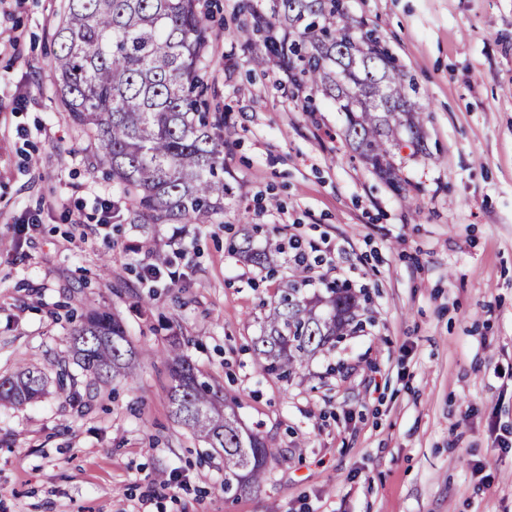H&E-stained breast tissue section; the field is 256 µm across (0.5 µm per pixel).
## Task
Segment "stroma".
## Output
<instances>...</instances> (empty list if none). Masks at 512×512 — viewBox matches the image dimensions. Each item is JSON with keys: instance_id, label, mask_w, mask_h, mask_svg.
Wrapping results in <instances>:
<instances>
[{"instance_id": "1", "label": "stroma", "mask_w": 512, "mask_h": 512, "mask_svg": "<svg viewBox=\"0 0 512 512\" xmlns=\"http://www.w3.org/2000/svg\"><path fill=\"white\" fill-rule=\"evenodd\" d=\"M237 2L208 0L224 215L152 225L151 256L126 209L101 227L124 192L50 79L65 0H0V376L47 378L0 405V512H512V0H347L416 87L426 150H394L402 196L332 99L305 111L286 73L253 67ZM249 225L299 241L311 289L370 294L362 330L287 380L252 340L295 257L268 272L229 252ZM92 305L123 320L138 374L58 390L70 315ZM173 336L272 453L234 500L145 355Z\"/></svg>"}]
</instances>
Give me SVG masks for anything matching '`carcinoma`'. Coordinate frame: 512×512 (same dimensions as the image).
Listing matches in <instances>:
<instances>
[{"instance_id": "obj_1", "label": "carcinoma", "mask_w": 512, "mask_h": 512, "mask_svg": "<svg viewBox=\"0 0 512 512\" xmlns=\"http://www.w3.org/2000/svg\"><path fill=\"white\" fill-rule=\"evenodd\" d=\"M55 26L52 79L73 121L91 128L99 161L134 199L133 224H206L224 215V116L209 112L202 70L213 29L200 0H66ZM239 0L240 32L258 68L291 74L292 93H320L339 104L342 135L381 178L402 190L392 150L423 143L421 112L406 75L379 35L348 21L345 0ZM268 238L237 252L265 268L282 253ZM301 266L266 304L255 348L265 370L288 378L326 346L360 327L361 294L334 281L309 295ZM74 364L94 383L133 377L139 352L105 307L80 315L71 332ZM145 355L170 369L173 415L224 456V494L236 498L265 478L269 448L243 429L224 392L189 362L174 337ZM27 370L0 379V400L22 405L44 391Z\"/></svg>"}]
</instances>
